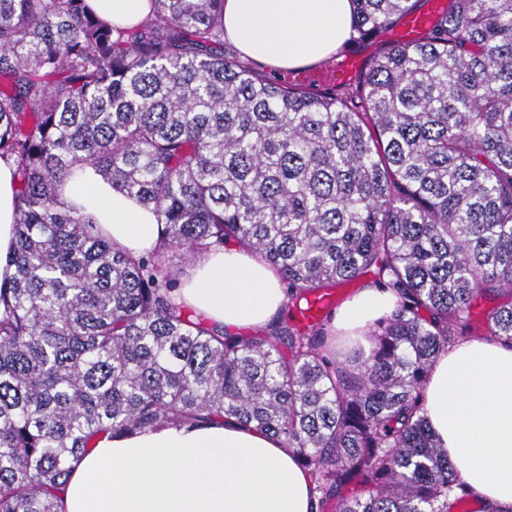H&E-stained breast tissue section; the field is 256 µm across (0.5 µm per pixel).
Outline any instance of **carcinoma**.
<instances>
[{
  "label": "carcinoma",
  "instance_id": "obj_1",
  "mask_svg": "<svg viewBox=\"0 0 512 512\" xmlns=\"http://www.w3.org/2000/svg\"><path fill=\"white\" fill-rule=\"evenodd\" d=\"M353 0L347 44L383 47L329 88L224 52V0H154L120 31L85 0H0V158L16 165L0 283V512H58L108 434L233 418L310 471L315 512H454L471 498L421 408L435 356L512 345V0ZM88 163L162 225L134 258L61 192ZM233 243L287 285L262 336L175 295L168 254ZM374 271L398 296L369 349L328 345L324 290ZM502 300L484 322L479 299ZM352 485L356 493L343 494ZM444 3L442 0H427L422 11L405 17L392 32L391 36L403 41H415L419 37L420 32L425 28L427 21L442 9Z\"/></svg>",
  "mask_w": 512,
  "mask_h": 512
}]
</instances>
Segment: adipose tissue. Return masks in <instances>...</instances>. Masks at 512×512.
Listing matches in <instances>:
<instances>
[{"mask_svg":"<svg viewBox=\"0 0 512 512\" xmlns=\"http://www.w3.org/2000/svg\"><path fill=\"white\" fill-rule=\"evenodd\" d=\"M118 28L144 21L152 0H88ZM224 38L264 67L311 64L342 48L353 31L352 0H224ZM66 205L91 214L99 231L139 256L159 244L154 214L114 189L91 165L74 169ZM14 165L0 159V280L15 245ZM181 301L230 332L261 330L286 303L280 275L253 253L227 245L200 258ZM391 289L368 285L336 311L334 328H365L392 310ZM423 411L471 492L512 506V346L465 340L434 360ZM62 512H312L309 473L282 441L227 419L105 437L73 468Z\"/></svg>","mask_w":512,"mask_h":512,"instance_id":"1","label":"adipose tissue"}]
</instances>
